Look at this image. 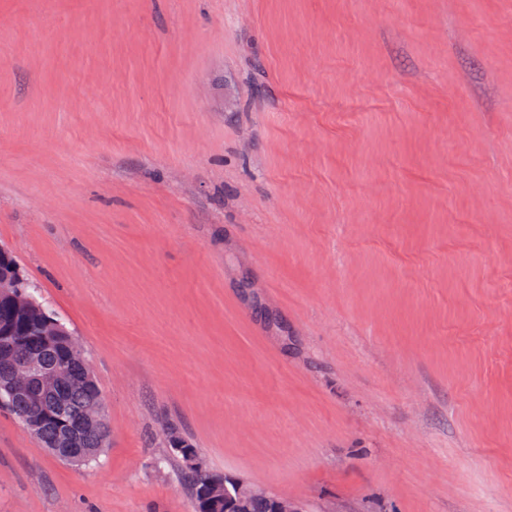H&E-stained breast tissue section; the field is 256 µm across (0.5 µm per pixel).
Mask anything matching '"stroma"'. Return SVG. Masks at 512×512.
<instances>
[{
  "label": "stroma",
  "instance_id": "35a3bbf8",
  "mask_svg": "<svg viewBox=\"0 0 512 512\" xmlns=\"http://www.w3.org/2000/svg\"><path fill=\"white\" fill-rule=\"evenodd\" d=\"M0 246L98 462L0 407V512H512V0H0ZM181 476L183 483L193 496L198 512L202 507L203 494L208 484L219 481L224 483H215L206 491L205 502L207 506L203 511L214 512L213 508L224 502L222 512H244L245 504L261 493L266 495L273 503V512H303L300 506L287 498L263 491L242 479L224 478L225 475L211 471L208 468L199 471L183 465ZM270 501L264 497L254 498L249 504L247 512H272Z\"/></svg>",
  "mask_w": 512,
  "mask_h": 512
}]
</instances>
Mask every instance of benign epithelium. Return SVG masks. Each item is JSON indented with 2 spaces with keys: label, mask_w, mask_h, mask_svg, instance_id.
<instances>
[{
  "label": "benign epithelium",
  "mask_w": 512,
  "mask_h": 512,
  "mask_svg": "<svg viewBox=\"0 0 512 512\" xmlns=\"http://www.w3.org/2000/svg\"><path fill=\"white\" fill-rule=\"evenodd\" d=\"M8 390L14 395L29 397L32 404L47 411L57 422V434L47 439L48 451L56 458L82 463L91 455V449L80 447L82 432L98 419V415L75 416L67 403L66 389L78 382H62L60 365L48 366L41 357L30 354L6 367ZM262 490L242 479L226 478L215 483L205 493L204 512H213L224 504V512H244L245 504Z\"/></svg>",
  "instance_id": "1"
}]
</instances>
